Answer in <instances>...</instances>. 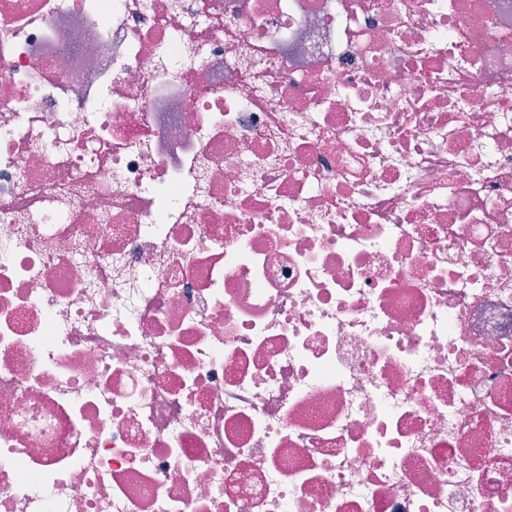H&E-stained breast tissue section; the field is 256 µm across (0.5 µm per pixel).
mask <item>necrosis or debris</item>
<instances>
[{"instance_id": "1", "label": "necrosis or debris", "mask_w": 512, "mask_h": 512, "mask_svg": "<svg viewBox=\"0 0 512 512\" xmlns=\"http://www.w3.org/2000/svg\"><path fill=\"white\" fill-rule=\"evenodd\" d=\"M0 512H512V0H0Z\"/></svg>"}]
</instances>
